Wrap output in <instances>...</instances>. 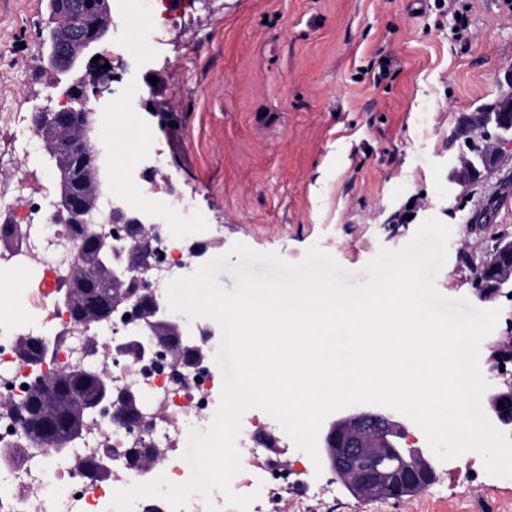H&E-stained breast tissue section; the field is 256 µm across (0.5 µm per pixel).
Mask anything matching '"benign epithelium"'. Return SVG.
<instances>
[{
  "mask_svg": "<svg viewBox=\"0 0 512 512\" xmlns=\"http://www.w3.org/2000/svg\"><path fill=\"white\" fill-rule=\"evenodd\" d=\"M115 0H56V21L49 26L47 53L37 67L54 74L48 88L51 93L35 108V126L43 146L48 147V134L58 130L76 131L79 136L59 141L50 148L52 164L61 190L50 204V219L62 224H121L132 249L114 243L112 230L94 235L93 244L111 263L112 284L123 288L101 315L107 317L121 309L127 322L135 324L131 334L115 346L113 352L138 361L155 353L159 343L171 353H194L193 366L208 359L209 348L186 332L185 320L156 299V289L135 273L147 271L158 264L159 236L154 229H145L149 220L122 206H113L105 213L99 201H86L81 189L86 176L100 173L103 138L96 127V110L91 102H103L111 93L114 73L101 75L97 67L112 62V50L106 36L112 29ZM98 61H93V58ZM86 66H81V62ZM463 141H471L451 169L452 183L467 188L486 172L495 169L506 153L512 154V90L494 103L466 116L460 126ZM512 288V239H500L483 260L475 281L480 298L492 299ZM35 355L21 358L26 364H41L48 357L49 347L40 340L30 341ZM98 354L94 347L77 350V358L68 374L70 382L80 384L97 371L86 366L88 357ZM512 362V347L501 339L493 346L491 371L502 374L501 367ZM64 386L60 377L43 371L31 391L49 397ZM119 404L116 418L122 422L143 425L153 421L141 395L132 388L118 392L104 382L102 389L84 407L97 414L102 405ZM491 418L512 427V381H503V388L489 399ZM22 419L21 435L42 429L50 435L48 442L38 446L47 457L57 460L64 455L47 422ZM318 452L321 464L328 467L355 497L365 498L378 492L387 498L398 497L411 487L425 488L438 478L432 464L434 452L408 441L405 420L392 410L368 404L339 410L319 432Z\"/></svg>",
  "mask_w": 512,
  "mask_h": 512,
  "instance_id": "7a95c632",
  "label": "benign epithelium"
}]
</instances>
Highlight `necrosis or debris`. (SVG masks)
<instances>
[{
  "instance_id": "4bbe7bcc",
  "label": "necrosis or debris",
  "mask_w": 512,
  "mask_h": 512,
  "mask_svg": "<svg viewBox=\"0 0 512 512\" xmlns=\"http://www.w3.org/2000/svg\"><path fill=\"white\" fill-rule=\"evenodd\" d=\"M48 191L29 197L26 215L16 217L12 228L17 233L13 245L16 265H37L40 276L29 294L32 308L40 311L50 327L47 340L51 356L46 365L59 368L73 362V341L69 335L70 315L63 302L69 265L79 236L66 224L30 223V215L39 213ZM163 260L157 271L165 277L185 276L189 270L185 241L193 236L210 245L215 241L209 228L192 224L186 235L165 230L161 233ZM24 321L0 320V398L21 402L36 373L24 367L16 357L19 337L33 335ZM113 386H135L147 400L154 415L150 432L115 423L110 413L96 417L90 430L73 443L66 463L56 465L43 454L26 448L18 435V421L10 413L0 414V512H106L116 489L133 482L152 480L164 474L175 484L185 483L191 476L183 467L180 448L189 429H204L220 398V388L208 366L178 371L167 352H159L156 360L139 363L126 356L109 358L101 371ZM132 448H156L160 455L149 468L130 461ZM111 456L112 472L99 476L93 462ZM300 479L299 471L284 475L279 459H267L260 478L234 476L230 492L238 495L256 493L248 512H262L264 503L279 501L286 478Z\"/></svg>"
}]
</instances>
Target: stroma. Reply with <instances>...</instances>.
<instances>
[{
    "mask_svg": "<svg viewBox=\"0 0 512 512\" xmlns=\"http://www.w3.org/2000/svg\"><path fill=\"white\" fill-rule=\"evenodd\" d=\"M467 3L461 36L453 14ZM160 16L174 27L142 47ZM48 18V0H0V162L30 171V194L56 176L41 148H15L5 115L44 99L36 59ZM109 39L129 51L97 120L150 124L169 182L151 191L124 180L142 150L134 133L124 159L107 152L106 189L156 217L169 195L183 199L194 223L220 230L210 256L237 263L230 248L241 242L297 264L317 245L355 284L380 248H402L437 217L452 229L437 290L500 311L480 347L488 371L494 338L512 336V298L481 300L473 283L487 251L512 239V193L498 190L512 161L466 190L450 172L461 117L512 90V0H117ZM139 90L142 106L126 116ZM154 103L163 117L148 112ZM487 206L491 223H472ZM469 457L472 473L439 464L434 489L400 500L361 502L327 469L307 485L330 496L308 498L288 483L282 497L305 499L310 512H512V478L487 473L478 452Z\"/></svg>",
    "mask_w": 512,
    "mask_h": 512,
    "instance_id": "stroma-1",
    "label": "stroma"
}]
</instances>
